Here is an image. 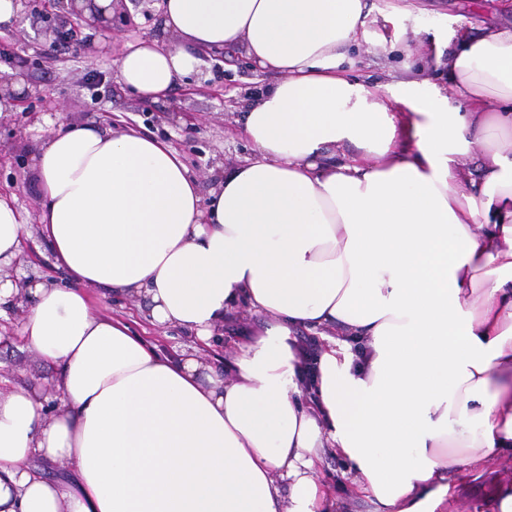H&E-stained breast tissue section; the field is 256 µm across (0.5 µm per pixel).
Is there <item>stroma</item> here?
Instances as JSON below:
<instances>
[{
	"instance_id": "obj_1",
	"label": "stroma",
	"mask_w": 512,
	"mask_h": 512,
	"mask_svg": "<svg viewBox=\"0 0 512 512\" xmlns=\"http://www.w3.org/2000/svg\"><path fill=\"white\" fill-rule=\"evenodd\" d=\"M418 4L419 11L393 20L404 48L385 55L376 46L365 45L352 54L351 75L368 89L424 66L432 47H447L448 30L458 18H465L476 33L488 26L512 25V12L503 11L500 0H418ZM57 27L75 30L76 40L56 39ZM138 37L173 44V37L161 27L157 0H120L109 19L95 26L71 14L60 0H30L17 18L0 23V97L15 102L14 109L0 117V195L14 200L28 231L22 253L11 266L0 269V277L21 289L33 278L58 283L65 279L39 232L40 195L30 170L32 155L58 128L123 122L148 130L181 154L204 193L212 188L219 165L237 163L250 154L239 133L245 99L270 82V75L244 66L241 56L216 54L168 101L143 100L121 89L115 77L116 59L125 44ZM27 306L21 293L0 320V390L25 387L51 406L58 395L51 370L21 334ZM99 306L167 352L193 343L181 327H150L137 301L103 298ZM264 324L259 314L226 316L223 333L212 338L207 356L232 361L242 342L239 329ZM317 477L335 501V512H379V503L360 490L356 471L342 457L324 455ZM511 481V450L497 453L481 469L459 465L448 473V495L436 512H499L495 488Z\"/></svg>"
}]
</instances>
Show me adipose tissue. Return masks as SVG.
Returning <instances> with one entry per match:
<instances>
[{"instance_id":"ef3b65f1","label":"adipose tissue","mask_w":512,"mask_h":512,"mask_svg":"<svg viewBox=\"0 0 512 512\" xmlns=\"http://www.w3.org/2000/svg\"><path fill=\"white\" fill-rule=\"evenodd\" d=\"M160 10L174 44L128 42L119 84L159 102L241 48L274 77L244 114L252 155L204 206L180 154L135 128L41 144L39 226L68 283L28 284L23 333L60 397L0 393V512H334L327 448L383 512H434L446 472L512 449V157L491 143L512 136V28L459 24L431 56L442 84L416 74L389 106L344 66L367 0ZM474 146L473 172L457 156ZM24 232L0 198V266ZM88 286L201 341L240 306L267 325L219 371L162 353ZM297 327L325 331L315 370Z\"/></svg>"}]
</instances>
